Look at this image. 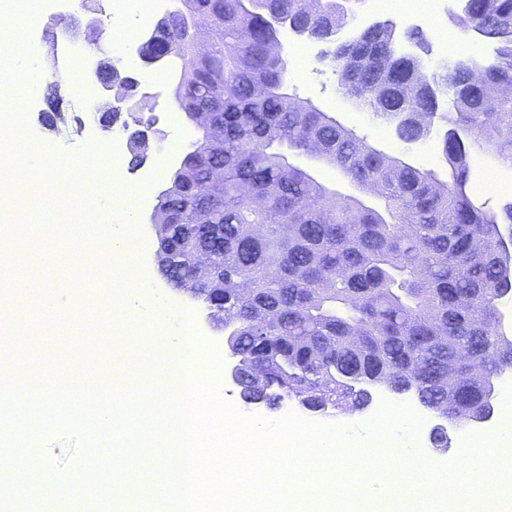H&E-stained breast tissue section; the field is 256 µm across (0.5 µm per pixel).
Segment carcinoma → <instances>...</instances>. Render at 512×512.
Returning a JSON list of instances; mask_svg holds the SVG:
<instances>
[{
  "label": "carcinoma",
  "mask_w": 512,
  "mask_h": 512,
  "mask_svg": "<svg viewBox=\"0 0 512 512\" xmlns=\"http://www.w3.org/2000/svg\"><path fill=\"white\" fill-rule=\"evenodd\" d=\"M353 0H176L168 31L146 54L182 60L176 94L201 131L172 174L160 207L179 219L159 265L176 288L199 296L240 368L239 397L275 408L296 397L317 411L361 410L383 384L445 416L487 414L495 383L512 370L499 300L512 296V201L498 215L467 192L469 154L493 148L512 163V0H460L465 29L494 43L469 66L432 73L379 32L344 36ZM331 44L339 90L398 117L416 142L434 118L447 124L449 178L376 150L324 112L283 92L279 28ZM432 84L437 95L423 93ZM452 97L453 109L440 111ZM320 149L382 205L320 184L293 155ZM269 380L258 385L255 373Z\"/></svg>",
  "instance_id": "obj_1"
}]
</instances>
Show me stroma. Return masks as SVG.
<instances>
[{"label": "stroma", "mask_w": 512, "mask_h": 512, "mask_svg": "<svg viewBox=\"0 0 512 512\" xmlns=\"http://www.w3.org/2000/svg\"><path fill=\"white\" fill-rule=\"evenodd\" d=\"M454 9L453 0H447L444 11L420 24L431 49L429 63L435 66L448 62L450 51L457 47L464 48L466 55L475 58L491 57L493 44L463 32L452 16ZM29 42L28 62L43 69L45 80L30 112L23 118L27 135L66 160L67 172H74L76 164L90 152L95 156L96 166L110 182L119 181L135 189L137 200L133 208L135 237L140 248L139 283L146 293L161 302L167 332L176 335L183 308L193 305L194 300L169 284L158 269L153 215L159 192L168 187L171 174L179 166L190 141L197 136L196 128L181 119L175 101L180 60L169 59L156 70L137 75L142 90L155 96L157 122L150 136L152 149L143 163L134 168L129 164V153L113 159L111 131L86 120L89 104L95 97L94 89L85 80L87 62L74 64L66 76H58L49 44L35 36L30 37ZM321 48V43L306 38L288 46L290 94L335 117L359 139L389 156L425 170L447 172L440 147L442 124H435L428 137L417 142L402 141L397 134L396 121L356 105L339 92L334 65L319 59ZM57 99L63 102L65 119L51 126L41 121L40 116ZM180 129L185 132L181 138L176 135ZM467 190L488 208L500 210L512 201V164L503 162L490 151L472 152ZM80 270V265L73 261L50 266L44 286L51 292L54 303L44 310L28 311L27 334L35 340L38 356H54L73 369L87 371L90 376L109 378L115 375V364L120 360L118 344L127 341L130 332L148 334L150 325L117 308L112 285L89 282L74 287L72 278Z\"/></svg>", "instance_id": "35a3bbf8"}]
</instances>
